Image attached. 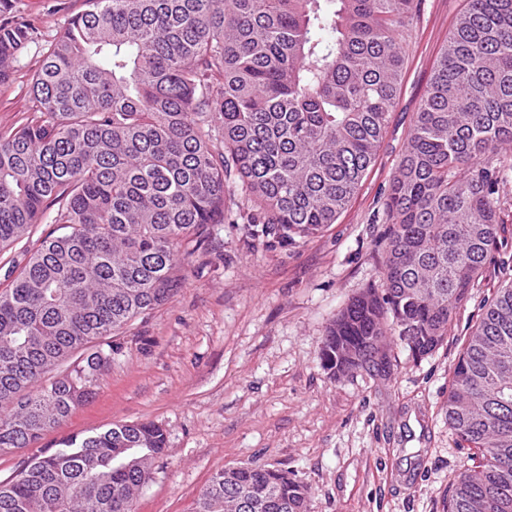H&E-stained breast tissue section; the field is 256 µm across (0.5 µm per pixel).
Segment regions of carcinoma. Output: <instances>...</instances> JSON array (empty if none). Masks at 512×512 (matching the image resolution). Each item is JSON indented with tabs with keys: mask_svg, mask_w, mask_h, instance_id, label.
<instances>
[{
	"mask_svg": "<svg viewBox=\"0 0 512 512\" xmlns=\"http://www.w3.org/2000/svg\"><path fill=\"white\" fill-rule=\"evenodd\" d=\"M420 0H90L41 47L26 123L0 133V247L57 207L0 292V452L26 448L93 394L112 337L178 290L183 245L224 223L240 188L254 238L288 245L336 223L375 161ZM30 40L0 21V83ZM512 178V0H468L385 199L382 284L327 328L322 358L350 373L387 335L433 353L502 249ZM85 357L46 387L54 367ZM448 427L467 448L447 512H512V276L453 368ZM166 446L151 422L64 442L0 483V512H135ZM280 469L215 474L196 512H308ZM499 213V222L503 225L500 240L503 241L502 252L512 255V182L503 189Z\"/></svg>",
	"mask_w": 512,
	"mask_h": 512,
	"instance_id": "carcinoma-1",
	"label": "carcinoma"
}]
</instances>
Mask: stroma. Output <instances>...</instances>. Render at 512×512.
I'll return each instance as SVG.
<instances>
[{"mask_svg": "<svg viewBox=\"0 0 512 512\" xmlns=\"http://www.w3.org/2000/svg\"><path fill=\"white\" fill-rule=\"evenodd\" d=\"M466 0H422L403 38L407 68L374 164L347 210L323 233L295 244L257 239L242 194L224 221L189 245L182 283L118 341L93 395L55 430L0 454V481L74 434L152 421L167 445L135 497L136 512H194L219 470L265 466L309 489L310 512H446L448 491L470 454L448 427L452 370L483 306L501 282L485 271L432 355L400 344L386 365L332 375L321 343L350 301L381 279L385 194L433 63ZM85 0H11L7 18L32 39L0 85V131L34 115L30 93L40 47L86 10ZM47 209L30 237L0 250V291L54 231Z\"/></svg>", "mask_w": 512, "mask_h": 512, "instance_id": "1", "label": "stroma"}]
</instances>
